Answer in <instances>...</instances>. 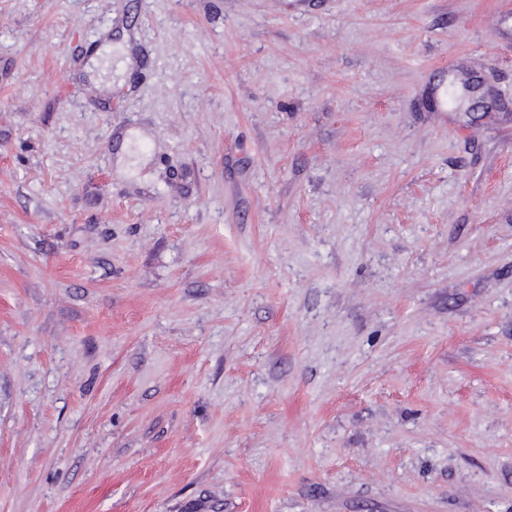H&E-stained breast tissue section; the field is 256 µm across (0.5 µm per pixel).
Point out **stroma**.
Returning a JSON list of instances; mask_svg holds the SVG:
<instances>
[{
    "mask_svg": "<svg viewBox=\"0 0 512 512\" xmlns=\"http://www.w3.org/2000/svg\"><path fill=\"white\" fill-rule=\"evenodd\" d=\"M0 512H512V0H0Z\"/></svg>",
    "mask_w": 512,
    "mask_h": 512,
    "instance_id": "stroma-1",
    "label": "stroma"
}]
</instances>
